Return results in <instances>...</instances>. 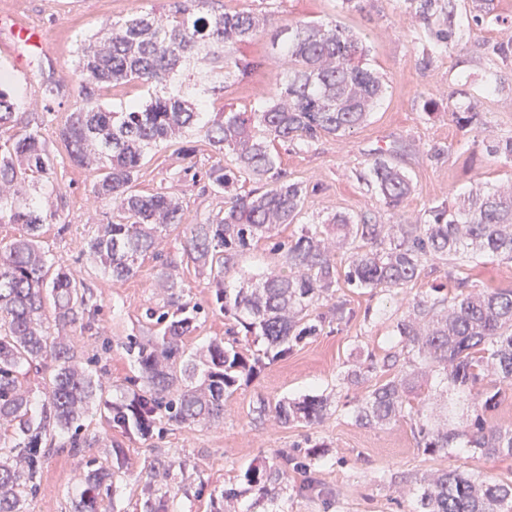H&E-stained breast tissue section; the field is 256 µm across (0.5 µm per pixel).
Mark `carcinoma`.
Wrapping results in <instances>:
<instances>
[{
  "instance_id": "carcinoma-1",
  "label": "carcinoma",
  "mask_w": 512,
  "mask_h": 512,
  "mask_svg": "<svg viewBox=\"0 0 512 512\" xmlns=\"http://www.w3.org/2000/svg\"><path fill=\"white\" fill-rule=\"evenodd\" d=\"M405 12L423 25L434 47L457 45L456 0H402ZM212 0H180L175 10L134 12L122 23L102 25L99 36L79 47L82 105L57 128L71 162L98 171L96 199L109 204L107 223L97 225L87 242L89 259L116 281L135 275L139 261L159 246L170 228L183 227L182 260L207 273L214 284V310L235 319L246 332L267 342L271 359L288 355L290 342L311 336L324 316L314 314L344 282L352 288L393 292L416 281L430 261L449 265L445 277L452 296L431 289L415 296L393 325L391 352L405 369L376 383L355 407L359 426H383L408 420L417 447L429 454L472 448L482 455L512 457V427L487 420L499 405L502 386L512 384V290L480 288L455 276L450 264L487 256L512 263V188L476 186L425 211L415 224H372L336 214L320 224H304L300 234L274 248L283 251L281 266L254 275L252 288H228L249 241L270 239L296 223L306 186L279 170L277 143L296 148L326 136H343L364 124L387 87L366 63L367 48L351 30L336 23L299 21L288 25L280 47L284 73L276 93L248 111H206L229 78L247 79L257 63L240 54L267 23V16L224 9ZM470 21L477 27L512 29V16L499 0H470ZM491 60L512 59V35L486 45ZM137 82L140 100L117 109L99 100L105 88ZM448 118L468 131L479 113L448 109ZM15 122V102L0 88V128ZM197 134L214 151L232 158L217 162L209 186L224 195V211L205 224H182V202L166 193L133 189L142 160L153 147L173 145ZM488 155L512 162V139L485 142ZM361 178L374 186L384 205L400 213L412 193L410 178L383 156ZM260 187L245 192L239 182ZM62 196L55 158L37 131L0 139V224H20L24 234L0 242V512H29L37 494L47 442L82 456L74 512H100L112 500L122 467L83 457L104 438L87 429L93 410L109 428L145 435L166 419L180 424L224 422V401L239 378L255 365L237 341L212 340L180 355L179 343L197 329L200 308L177 281L173 261L160 263L158 279L164 311L150 307L161 335L130 339L125 350L137 369L142 389L129 401L104 397L95 362L74 349L68 330L84 328L91 314V293L55 258L43 252L39 238L57 211L51 196ZM345 245V271L339 272L331 239ZM384 370L374 357L350 381ZM42 378L43 396L29 386ZM451 386L458 397L441 403L431 381ZM470 417L455 422L458 405ZM328 397L299 402L259 400L257 412L281 423H319L328 414ZM247 481L264 494L288 479V469H254ZM417 512H512V481L479 472L448 470L424 480L415 492Z\"/></svg>"
}]
</instances>
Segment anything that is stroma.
<instances>
[{
  "instance_id": "stroma-1",
  "label": "stroma",
  "mask_w": 512,
  "mask_h": 512,
  "mask_svg": "<svg viewBox=\"0 0 512 512\" xmlns=\"http://www.w3.org/2000/svg\"><path fill=\"white\" fill-rule=\"evenodd\" d=\"M174 0H0V14L40 28L49 45L46 54H33L27 73H20L19 53L0 34V72H6L16 102L20 129L39 132L54 155L58 182L65 194L59 204L60 222L46 227L40 241L64 268L83 280L99 307L88 330H74L75 349L81 357L98 358L104 395L120 402L132 396L137 371L123 344L130 337L153 336L156 326L145 312L160 303L159 262L141 260L136 274L115 281L96 269L86 253V241L95 224L105 221L109 205L95 201L91 189L94 171L74 165L55 134L58 123L80 104L77 44L103 23L127 18L133 12L168 11ZM216 10L231 8L268 14L269 25L242 46L259 66L243 82L229 81L223 104L237 110L251 108L276 87L281 71L278 41L286 37L291 21L337 20L360 34L367 43L371 67L384 77L388 92L367 123L336 138L327 137L298 149L278 144V163L287 177L303 182L308 194L301 222L313 224L336 213L366 218L379 224L393 217L377 193L359 179L379 151L405 168L414 190L401 213L416 222L431 206L451 201L455 194L479 183L512 180V163L493 159L472 133L445 118L448 107L475 105L495 139L512 137V65L495 64L485 57L483 45L499 38L495 29H479L461 22L459 42L448 51L428 44L424 29L405 12L401 0H365L362 9L341 10L338 0H215ZM60 84L61 95L44 106L40 86L46 80ZM495 80L503 90L486 96L483 87ZM435 99L439 113L424 114L426 99ZM444 149L440 161L429 159L430 147ZM186 153L162 148L147 154L135 183L136 191L164 192L179 197L184 221L203 224L224 208L222 195L205 190V173L218 160L206 140L191 139ZM183 233L170 230L160 249L178 263L176 274L189 286L202 314L196 331L181 345L193 352L215 338H226L231 320L214 312V289L207 277L181 263ZM283 261L271 242L253 241L239 258L240 272L226 281L232 288L248 287V274ZM457 276L491 289H512V263L480 258L458 265ZM442 268H426L421 278L397 293H373L362 288L338 289L355 312L345 325L325 324L303 337L287 359H265L263 339L240 336L238 347L250 359L261 358L256 371L241 378L226 399L222 424L186 426L169 422L150 434L129 435L105 429L99 417H90V430L104 432L124 451V467L115 482L117 512H149L152 491L170 492L175 512H414L410 489L416 480L448 468L476 470L497 480H512V458L485 457L468 448L429 455L418 449L412 425L400 421L362 427L352 419L366 387L347 381L346 374L364 363L367 354L383 358L390 349L393 322L408 299L442 284ZM326 395L331 412L322 422L283 424L258 414L259 399H299ZM321 445L311 459L305 450ZM171 462L170 471L160 462ZM287 464L288 481L274 495L249 489L245 473ZM81 467L80 457L53 449L41 470L40 489L31 512H70L69 496ZM230 493L220 501V493Z\"/></svg>"
}]
</instances>
